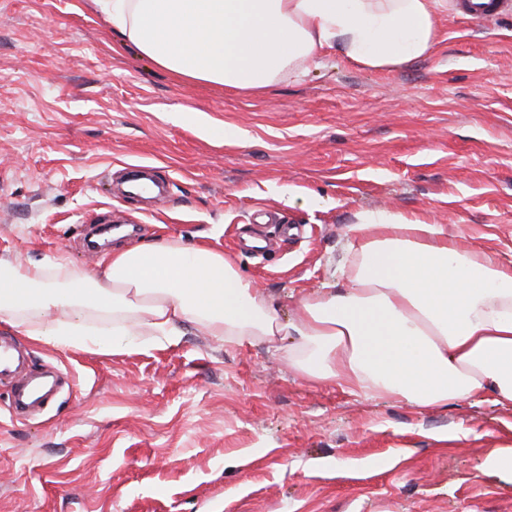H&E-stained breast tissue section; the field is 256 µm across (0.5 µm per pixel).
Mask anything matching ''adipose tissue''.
<instances>
[{"instance_id":"ef3b65f1","label":"adipose tissue","mask_w":512,"mask_h":512,"mask_svg":"<svg viewBox=\"0 0 512 512\" xmlns=\"http://www.w3.org/2000/svg\"><path fill=\"white\" fill-rule=\"evenodd\" d=\"M120 34L177 77L259 92L343 49L370 69L429 55L443 0H94ZM346 283L282 321L234 260L176 238L105 254L94 272L0 270V311L112 314V333L173 342L185 325L243 345L284 346L309 381L442 409L481 395L512 407V264L461 251L440 224L401 213L352 227Z\"/></svg>"}]
</instances>
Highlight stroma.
Returning a JSON list of instances; mask_svg holds the SVG:
<instances>
[{
    "label": "stroma",
    "instance_id": "stroma-1",
    "mask_svg": "<svg viewBox=\"0 0 512 512\" xmlns=\"http://www.w3.org/2000/svg\"><path fill=\"white\" fill-rule=\"evenodd\" d=\"M425 58L369 70L330 49L257 93L173 77L93 0H0V264L96 270L95 224L231 256L280 319L335 281L361 212L447 227L512 262V8L447 0ZM152 164L165 198L123 197ZM65 379L16 416L0 387V512H512V408L440 410L302 377L266 341L185 326L114 351L41 343ZM462 4V12L465 15L476 16L483 19H492L496 17L499 10L507 5L509 0H488L483 2H474V0H459ZM495 1L499 2L496 7Z\"/></svg>",
    "mask_w": 512,
    "mask_h": 512
}]
</instances>
